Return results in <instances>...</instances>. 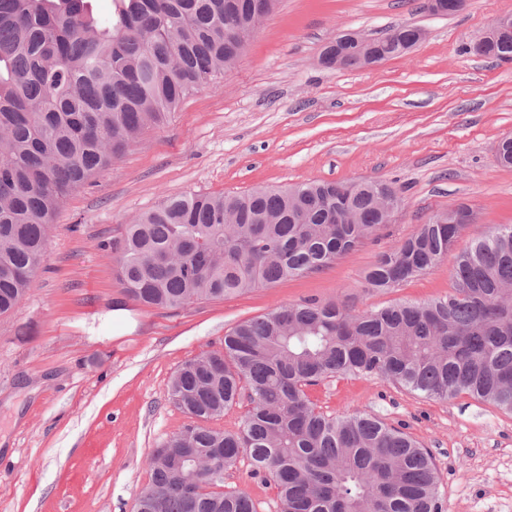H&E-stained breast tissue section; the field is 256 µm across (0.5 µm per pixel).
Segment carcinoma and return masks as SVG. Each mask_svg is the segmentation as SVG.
<instances>
[{"label": "carcinoma", "mask_w": 512, "mask_h": 512, "mask_svg": "<svg viewBox=\"0 0 512 512\" xmlns=\"http://www.w3.org/2000/svg\"><path fill=\"white\" fill-rule=\"evenodd\" d=\"M268 0H113L99 23L87 0H0V315L36 284L56 212L70 193L164 124L232 63L229 31L253 33ZM409 32L380 40L401 56ZM479 56L512 61V34ZM336 183L244 194L185 193L124 225L114 262L123 292L148 308L222 300L331 265L385 226L392 184L369 180L356 224H333ZM464 224H419L381 253L367 284L388 290L444 262ZM448 294L357 310L316 299L273 308L224 334L171 378L190 418L150 456L137 512H257L224 483L243 455L273 481L281 512H445L431 453L365 412L316 410L306 387L376 376L426 398L466 393L512 413V225L456 255ZM247 394L230 428L217 421ZM201 492L188 498L185 481Z\"/></svg>", "instance_id": "cac0c4a2"}]
</instances>
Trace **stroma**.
<instances>
[{
  "label": "stroma",
  "mask_w": 512,
  "mask_h": 512,
  "mask_svg": "<svg viewBox=\"0 0 512 512\" xmlns=\"http://www.w3.org/2000/svg\"><path fill=\"white\" fill-rule=\"evenodd\" d=\"M424 0H281L218 91L193 94L146 129L112 166L59 209L37 284L0 315V512H132L154 448L189 422L168 399L175 370L221 349L238 323L314 297L359 310L423 301L452 288L444 261L390 291L369 289L377 256L437 211L477 214L459 238L512 225V167L495 145L512 134V63L469 43L512 0H466L451 16ZM427 32L408 55L371 68H325L344 31ZM309 179L383 180L405 202L394 223L329 267L220 301L149 309L122 292L102 243L164 197L243 194ZM317 411L367 412L404 430L434 458L446 512H512V414L462 394L424 398L378 377L328 378L307 390ZM258 512H280L272 482L248 457L224 474Z\"/></svg>",
  "instance_id": "obj_1"
}]
</instances>
